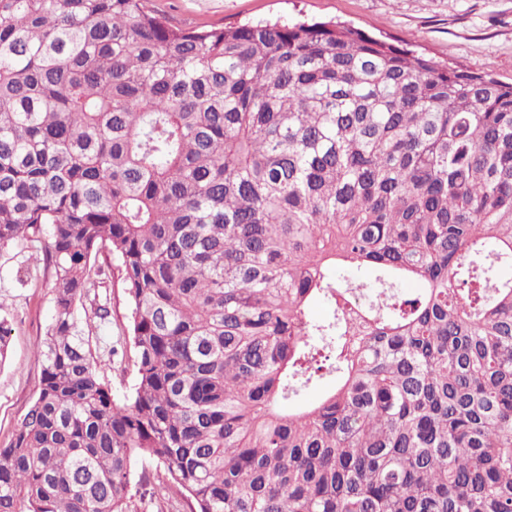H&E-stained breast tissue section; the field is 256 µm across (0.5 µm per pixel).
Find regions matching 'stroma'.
I'll list each match as a JSON object with an SVG mask.
<instances>
[{
  "instance_id": "obj_1",
  "label": "stroma",
  "mask_w": 512,
  "mask_h": 512,
  "mask_svg": "<svg viewBox=\"0 0 512 512\" xmlns=\"http://www.w3.org/2000/svg\"><path fill=\"white\" fill-rule=\"evenodd\" d=\"M151 6L183 29L301 15L347 23L388 43L412 45L439 63L512 82V0H151ZM32 254L26 242L0 245V322L9 331L7 356L0 363L2 447L36 397L40 368L34 355L53 315V290ZM96 263L104 271L100 293L111 315L100 321L86 304L77 315L87 322L101 374L120 400L133 382V354L113 356L109 350L124 344L130 310L116 260L103 253Z\"/></svg>"
}]
</instances>
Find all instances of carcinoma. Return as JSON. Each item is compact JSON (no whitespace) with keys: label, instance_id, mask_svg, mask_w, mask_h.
I'll return each instance as SVG.
<instances>
[{"label":"carcinoma","instance_id":"cac0c4a2","mask_svg":"<svg viewBox=\"0 0 512 512\" xmlns=\"http://www.w3.org/2000/svg\"><path fill=\"white\" fill-rule=\"evenodd\" d=\"M149 2L0 0V244L40 243L54 288L0 512H131L143 461L171 510L512 512V83ZM102 252L121 402L77 316L110 315ZM117 265L118 262L107 253L100 254L96 260V267L101 266L104 270L101 276L104 287L100 289V293L103 302L107 298L111 312L108 321L101 322L94 318L88 302L78 305L77 315L85 325L86 335L89 331L91 348L101 361V375L111 386L116 399L121 401L132 385L134 372L133 354L129 351L126 338L130 310ZM86 321L88 328H86ZM112 346L117 348V355L110 356L109 350ZM123 347H125L124 356ZM335 376L333 374H324L322 378L313 385L304 389L296 400L289 402L290 408L299 403H310L318 400L324 393L329 391L335 384Z\"/></svg>","mask_w":512,"mask_h":512}]
</instances>
